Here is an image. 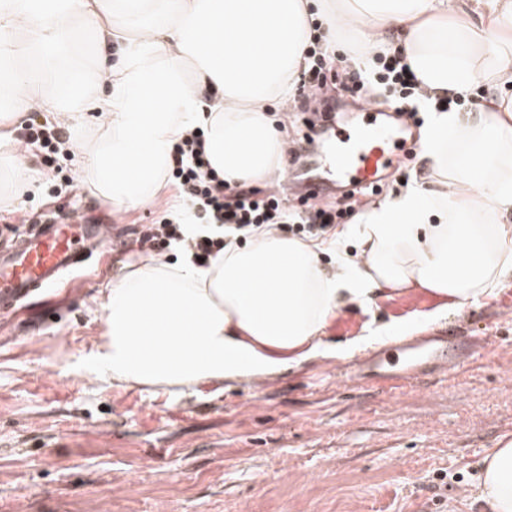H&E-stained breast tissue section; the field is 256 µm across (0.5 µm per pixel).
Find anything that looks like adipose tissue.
I'll return each instance as SVG.
<instances>
[{"label": "adipose tissue", "instance_id": "obj_1", "mask_svg": "<svg viewBox=\"0 0 512 512\" xmlns=\"http://www.w3.org/2000/svg\"><path fill=\"white\" fill-rule=\"evenodd\" d=\"M315 10L330 21L328 53L355 50L360 65L392 47L433 96L492 94L468 114L434 113L428 183L363 214L360 261L333 239L261 229L205 267L133 265L103 298L98 361L112 380L248 383L312 356L345 303L419 287L457 307L512 276V0H0V156L27 112L72 122L93 110L104 130L79 175L115 203L154 199L192 127L226 182L272 179L284 143L265 106L290 99ZM53 77L63 99L42 92ZM490 137L493 151L469 166ZM477 500L512 512V441L487 456Z\"/></svg>", "mask_w": 512, "mask_h": 512}]
</instances>
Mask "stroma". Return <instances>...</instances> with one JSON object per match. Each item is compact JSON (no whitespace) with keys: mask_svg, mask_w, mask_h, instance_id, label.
<instances>
[{"mask_svg":"<svg viewBox=\"0 0 512 512\" xmlns=\"http://www.w3.org/2000/svg\"><path fill=\"white\" fill-rule=\"evenodd\" d=\"M287 139L313 138L314 155L344 150L316 112L270 104ZM399 165L375 197L338 224L422 180L421 149H396ZM0 205V239L51 209L111 224L124 245L106 251L50 292L0 317V512H481L474 491L484 460L512 440V278L460 309L425 288L377 295L337 311L323 333L334 358H315L247 384L209 382L183 392L113 382L91 357L104 333L102 299L127 265L152 258L141 238L174 191L118 207L77 179L74 156ZM441 315L358 354L347 341L419 312ZM493 339L480 359L421 386L366 382L368 359L401 361L402 343L447 330Z\"/></svg>","mask_w":512,"mask_h":512,"instance_id":"obj_1","label":"stroma"}]
</instances>
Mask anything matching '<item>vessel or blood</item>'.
Listing matches in <instances>:
<instances>
[{"label": "vessel or blood", "mask_w": 512, "mask_h": 512, "mask_svg": "<svg viewBox=\"0 0 512 512\" xmlns=\"http://www.w3.org/2000/svg\"><path fill=\"white\" fill-rule=\"evenodd\" d=\"M338 137L359 143L356 149L331 153L322 161L328 175L345 186L372 184L391 165L393 135L389 130L375 125L354 134L342 131ZM109 240L103 225L84 223L72 213L18 234L9 245L0 247V313H13L31 296L62 283ZM427 342L431 346L428 359L440 370L476 360L483 351L476 337L455 332L428 337ZM368 368L370 378L377 382L414 383L423 376L420 364L411 359L395 370L387 360L377 358L369 361Z\"/></svg>", "instance_id": "obj_1"}]
</instances>
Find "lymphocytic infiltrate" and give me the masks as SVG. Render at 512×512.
Returning <instances> with one entry per match:
<instances>
[{
	"label": "lymphocytic infiltrate",
	"mask_w": 512,
	"mask_h": 512,
	"mask_svg": "<svg viewBox=\"0 0 512 512\" xmlns=\"http://www.w3.org/2000/svg\"><path fill=\"white\" fill-rule=\"evenodd\" d=\"M349 79L353 92L390 94L400 113L409 118H417L431 107L415 74L402 64L397 52L374 55L365 67L350 71ZM205 142V132L198 127L178 135L170 177L184 206L167 212L153 232L142 237V244L149 249L178 246L197 263L217 257L231 241L246 239L259 228L272 230L291 224L297 232L320 236L336 221L350 217L347 209L311 205L300 210L289 207L287 198L275 193L227 186L211 167Z\"/></svg>",
	"instance_id": "1"
}]
</instances>
